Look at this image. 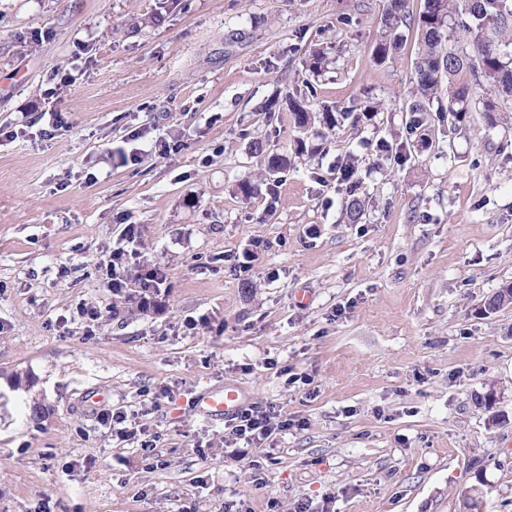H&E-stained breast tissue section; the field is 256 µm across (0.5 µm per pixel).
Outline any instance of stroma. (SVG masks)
Here are the masks:
<instances>
[{
	"mask_svg": "<svg viewBox=\"0 0 512 512\" xmlns=\"http://www.w3.org/2000/svg\"><path fill=\"white\" fill-rule=\"evenodd\" d=\"M158 2L0 0V512H461L479 469L512 512V307L484 309L512 282V127L436 112L415 145L417 43L372 58L385 0H171L136 27ZM292 97L355 119L295 154ZM227 386L293 427L239 447L191 402ZM250 150L252 154L261 157L266 162L269 170H283L288 166V158L270 151L268 143L263 140L251 141Z\"/></svg>",
	"mask_w": 512,
	"mask_h": 512,
	"instance_id": "obj_1",
	"label": "stroma"
}]
</instances>
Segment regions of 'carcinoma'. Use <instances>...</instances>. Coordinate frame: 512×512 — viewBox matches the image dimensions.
<instances>
[{"label":"carcinoma","instance_id":"1","mask_svg":"<svg viewBox=\"0 0 512 512\" xmlns=\"http://www.w3.org/2000/svg\"><path fill=\"white\" fill-rule=\"evenodd\" d=\"M402 26L419 44L408 133L424 124L433 101L443 95L452 131L465 125L471 112L482 113L491 128L507 120L512 113V0H424L418 15L410 10V0H386L383 30L372 46L377 63L386 62L401 47ZM288 110L299 129L316 120L329 127L338 122L333 109L313 112L296 99L288 101ZM250 150L272 171L288 166V158L270 151L263 140L251 142ZM364 207L365 200L351 194L348 222H359Z\"/></svg>","mask_w":512,"mask_h":512}]
</instances>
